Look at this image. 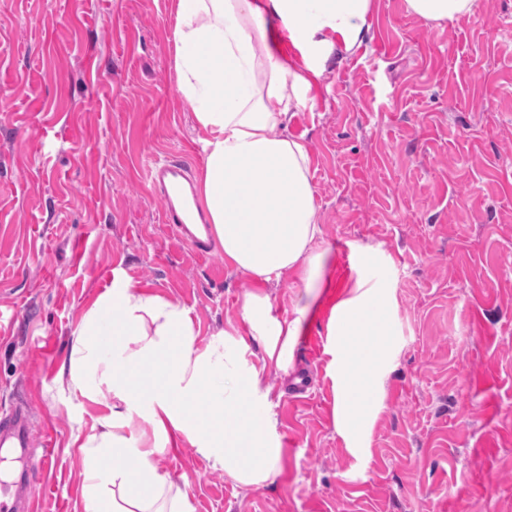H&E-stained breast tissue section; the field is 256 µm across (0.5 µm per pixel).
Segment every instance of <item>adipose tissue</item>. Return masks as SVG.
<instances>
[{
	"instance_id": "adipose-tissue-1",
	"label": "adipose tissue",
	"mask_w": 512,
	"mask_h": 512,
	"mask_svg": "<svg viewBox=\"0 0 512 512\" xmlns=\"http://www.w3.org/2000/svg\"><path fill=\"white\" fill-rule=\"evenodd\" d=\"M478 2L406 0L433 22L471 18ZM372 9L373 0H171L177 87L204 133L200 201L225 261L254 284L241 303L249 335L231 324L197 346L188 307L114 277L73 331L68 362L74 392L108 409L80 443L82 512H195L158 465L183 441L240 485L277 474L283 450L266 376L292 368L332 285L309 147L279 128L305 107L334 50L362 45ZM283 39L299 62L281 56ZM376 259L359 250L361 270L324 323L333 424L356 456L369 450L397 353L393 290L365 272ZM286 278L301 291L289 317L264 290Z\"/></svg>"
}]
</instances>
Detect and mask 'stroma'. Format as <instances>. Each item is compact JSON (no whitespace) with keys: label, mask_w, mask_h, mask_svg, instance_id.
<instances>
[{"label":"stroma","mask_w":512,"mask_h":512,"mask_svg":"<svg viewBox=\"0 0 512 512\" xmlns=\"http://www.w3.org/2000/svg\"><path fill=\"white\" fill-rule=\"evenodd\" d=\"M173 25L169 0H0V418L27 402L49 443L29 486L40 512H82L71 436L106 409L59 368L115 274L191 308L198 345L241 322L246 277L166 228L147 180L167 156L203 170ZM369 25L287 133L310 150L336 290L363 247L395 290L400 346L370 450L336 433L311 325L294 370L267 375L287 450L274 483L237 485L186 443L162 457L195 512H512V0L441 24L374 0Z\"/></svg>","instance_id":"35a3bbf8"}]
</instances>
